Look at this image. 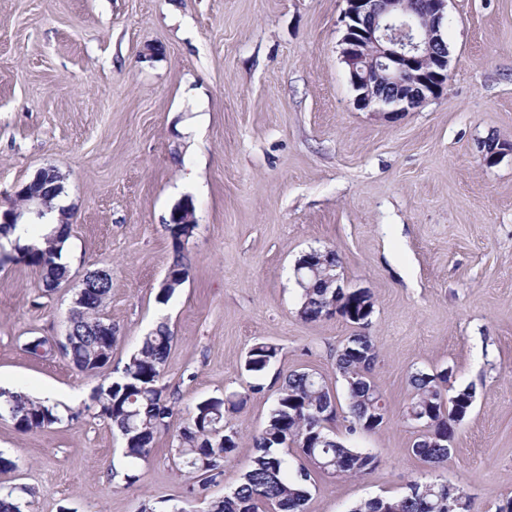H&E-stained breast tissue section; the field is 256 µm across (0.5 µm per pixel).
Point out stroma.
Returning <instances> with one entry per match:
<instances>
[{
	"label": "stroma",
	"instance_id": "35a3bbf8",
	"mask_svg": "<svg viewBox=\"0 0 512 512\" xmlns=\"http://www.w3.org/2000/svg\"><path fill=\"white\" fill-rule=\"evenodd\" d=\"M345 0H0V209L42 167L63 175L71 279L44 290L38 271L0 264V383L78 408L110 383L160 319L176 340L163 384L180 412L236 393L239 444L205 497L190 498L170 432L130 464L110 421L86 413L23 433L0 417V488H29L23 512H205L239 483L283 378L321 376L337 394L329 427L374 455L352 478H316L305 512H350L444 481L473 512L512 499V152L487 163L488 138L512 143V0H449L448 84L395 120L361 108L341 57ZM190 200L189 276L156 300L174 251L172 208ZM335 251L375 307L365 328L299 318L297 261ZM112 274L104 313L111 362L79 372L35 358L34 336H63L75 287ZM371 337L370 378L385 422L347 434L336 351ZM275 344L262 374L244 369ZM448 369L474 387L447 467L410 448V376ZM134 470L135 484L124 475ZM278 354L277 345L267 342L256 343L247 353L244 368L248 372L260 375L276 360Z\"/></svg>",
	"mask_w": 512,
	"mask_h": 512
}]
</instances>
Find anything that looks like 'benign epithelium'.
<instances>
[{"label": "benign epithelium", "instance_id": "1", "mask_svg": "<svg viewBox=\"0 0 512 512\" xmlns=\"http://www.w3.org/2000/svg\"><path fill=\"white\" fill-rule=\"evenodd\" d=\"M342 58L356 99L363 108L389 117L403 116L438 96L448 81V46L443 24L448 0H345ZM63 179L55 167L39 169L17 196L19 206L0 211V224H67L56 215L45 186ZM171 224H194L185 200L170 213ZM320 252L304 255L295 266L298 283L319 275Z\"/></svg>", "mask_w": 512, "mask_h": 512}]
</instances>
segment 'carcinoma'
I'll return each mask as SVG.
<instances>
[{"instance_id": "cac0c4a2", "label": "carcinoma", "mask_w": 512, "mask_h": 512, "mask_svg": "<svg viewBox=\"0 0 512 512\" xmlns=\"http://www.w3.org/2000/svg\"><path fill=\"white\" fill-rule=\"evenodd\" d=\"M197 225H167L176 247L169 271L175 277L172 287H160L157 298L168 301L188 277V268L179 255L184 237H192ZM69 225L62 234L42 233L38 237L20 235L11 242L6 261L25 262L39 270L42 286L51 291L67 283L70 270L62 262V244ZM112 288V281L89 282L85 289L86 303L75 321L74 335L64 357L78 370L92 373L109 364L116 336H104L107 324L103 310ZM331 306L327 288L301 289L298 315L304 321H317ZM175 341L174 332L166 323H159L142 336L140 346L123 365L118 380L93 390L91 404L96 415L115 427L124 443L125 456L134 462L145 460L151 453L155 434L173 431L177 441L175 455L187 467L186 492L196 496L217 484L223 475L224 462L238 446L239 431L224 418L225 402L203 400L184 419L176 418L175 407L161 384L163 366ZM53 339L36 337L26 344L34 357H45ZM279 354L277 345L261 342L248 351L244 368L260 375ZM377 358L369 336L356 333L342 343L336 355V366L345 375L350 400L345 416L348 432H356L370 418V407L382 394L369 377ZM448 374L417 371L411 376L414 396L406 417L414 416L423 426L412 444V453L434 467L448 463L452 455L456 427L452 414L467 415L475 400L471 386L447 397ZM336 397L320 376L310 372H291L285 376L269 417L254 437L256 453L239 484L222 498L209 501L207 512H304L309 497L310 474L302 464L292 468L288 451L296 449L300 456L323 473L341 478L357 476L376 463L375 457L336 440L322 425L333 412ZM0 412L14 421L21 432L52 427L61 422L58 406L37 401L24 393L0 390ZM30 490L11 489L0 499V512H21L19 493ZM457 487L447 483H426L411 488V493L396 498L374 497L356 504L351 512H448V499Z\"/></svg>"}]
</instances>
